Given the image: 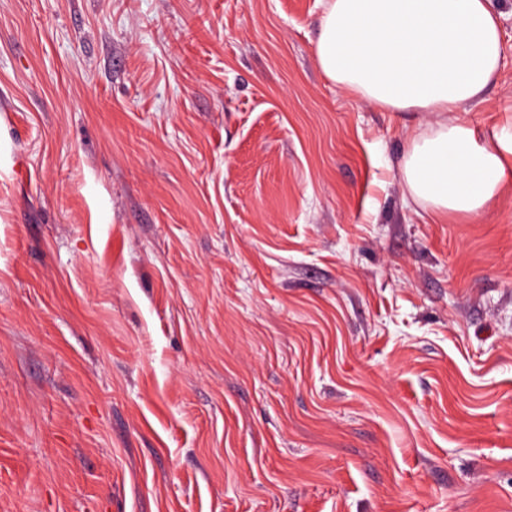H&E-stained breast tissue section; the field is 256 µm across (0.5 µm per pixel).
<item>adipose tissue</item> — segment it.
<instances>
[{
  "label": "adipose tissue",
  "instance_id": "ef3b65f1",
  "mask_svg": "<svg viewBox=\"0 0 512 512\" xmlns=\"http://www.w3.org/2000/svg\"><path fill=\"white\" fill-rule=\"evenodd\" d=\"M315 56L324 77L392 112H429L401 163L433 216L479 214L512 182V133L448 121L495 84L502 37L492 0H326Z\"/></svg>",
  "mask_w": 512,
  "mask_h": 512
}]
</instances>
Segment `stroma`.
Here are the masks:
<instances>
[{
	"instance_id": "stroma-1",
	"label": "stroma",
	"mask_w": 512,
	"mask_h": 512,
	"mask_svg": "<svg viewBox=\"0 0 512 512\" xmlns=\"http://www.w3.org/2000/svg\"><path fill=\"white\" fill-rule=\"evenodd\" d=\"M323 9L0 0V512H512V187L431 218Z\"/></svg>"
}]
</instances>
